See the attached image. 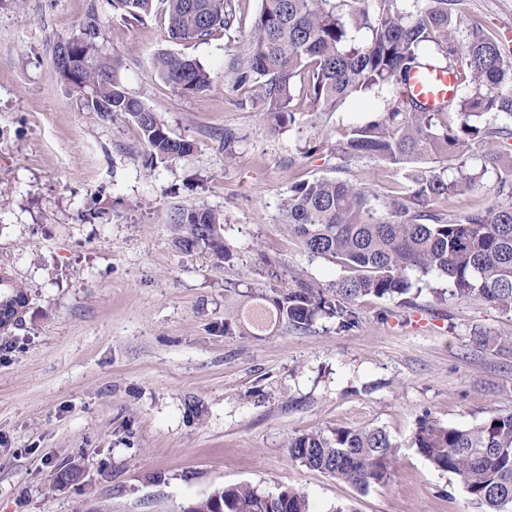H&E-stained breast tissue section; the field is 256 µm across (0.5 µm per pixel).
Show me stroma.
Masks as SVG:
<instances>
[{
	"instance_id": "1",
	"label": "stroma",
	"mask_w": 512,
	"mask_h": 512,
	"mask_svg": "<svg viewBox=\"0 0 512 512\" xmlns=\"http://www.w3.org/2000/svg\"><path fill=\"white\" fill-rule=\"evenodd\" d=\"M260 3L241 0L229 32L175 42L161 11L126 21L111 0H0V260L28 296L0 328V512H183L235 484L303 489L310 512H476L410 441L425 416L468 428L512 410L511 314L435 300L445 282L434 277L411 307L360 299L347 331L322 318L224 333L225 316L271 296L281 275L328 285L344 274L288 235L280 203L292 182L336 177L383 197L403 179L337 153L382 98L274 127L254 88L225 83ZM91 13L113 84L192 153L150 159L134 124L86 111L53 68L56 42ZM467 13L512 39V0H467ZM164 53L198 60L211 87L174 89L156 71ZM192 203L223 213L233 265L175 246L169 215ZM478 331L489 345L475 344ZM336 427L389 433L388 485L362 494L290 459L291 437ZM70 462L80 479L58 484Z\"/></svg>"
}]
</instances>
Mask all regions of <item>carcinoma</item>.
Listing matches in <instances>:
<instances>
[{"label":"carcinoma","mask_w":512,"mask_h":512,"mask_svg":"<svg viewBox=\"0 0 512 512\" xmlns=\"http://www.w3.org/2000/svg\"><path fill=\"white\" fill-rule=\"evenodd\" d=\"M238 0H112L125 20H139L162 5L175 40L209 37L238 20ZM465 0H261L244 54L231 67V88L254 85L263 115L282 126L295 113L336 111L357 94L387 91L382 115L356 128L340 146L345 160L369 158L396 168L404 181L380 198L348 180L315 178L292 184L281 204L288 235L311 256L329 258L348 271L325 287L297 278L267 298L270 323L305 331L321 318L340 330L357 324L354 303L372 295L412 304V289L435 274L458 300L480 301L512 313V45L466 16ZM354 18L358 40L345 22ZM100 25L91 15L71 48L81 66L61 78L83 93L84 107L103 120L123 116L136 124L150 155H187L193 142L172 137L157 114L112 84L99 55ZM448 59L459 101L430 112L407 91L413 73L433 65L431 51ZM158 73L184 94L208 88L211 73L197 60L175 54L158 58ZM492 114L503 122H487ZM444 157L468 173L449 177L445 168L421 170ZM496 176L485 205L459 214L433 209L437 199L473 190ZM174 243L191 253L208 251L221 264L233 258L224 243L222 214L205 205L175 209ZM28 298L19 287L0 301L12 318ZM249 318L224 319V335L251 336ZM412 447L437 470L454 475L478 512H512V411L469 428L424 418ZM398 445L379 427H338L288 440L291 460L332 475L361 493L390 483ZM184 512H309L308 496L294 487L273 490L225 486L191 503Z\"/></svg>","instance_id":"cac0c4a2"}]
</instances>
